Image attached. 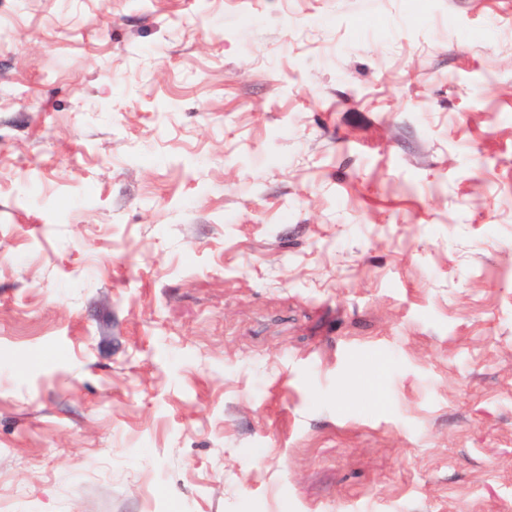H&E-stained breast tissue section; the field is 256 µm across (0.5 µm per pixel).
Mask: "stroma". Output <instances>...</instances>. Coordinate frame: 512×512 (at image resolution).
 Wrapping results in <instances>:
<instances>
[{"mask_svg":"<svg viewBox=\"0 0 512 512\" xmlns=\"http://www.w3.org/2000/svg\"><path fill=\"white\" fill-rule=\"evenodd\" d=\"M0 512H512V0H0Z\"/></svg>","mask_w":512,"mask_h":512,"instance_id":"35a3bbf8","label":"stroma"}]
</instances>
